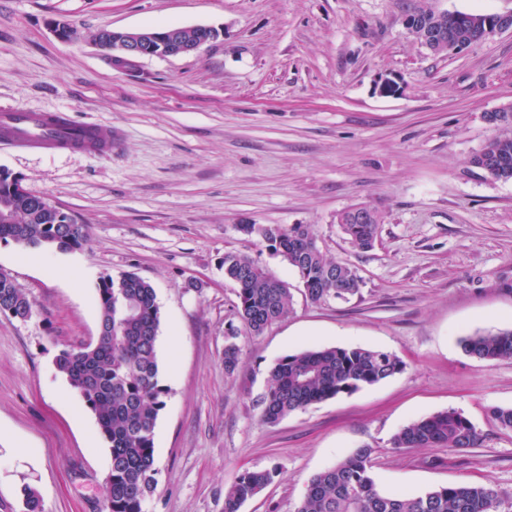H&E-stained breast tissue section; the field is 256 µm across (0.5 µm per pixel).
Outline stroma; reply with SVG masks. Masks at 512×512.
<instances>
[{"label": "stroma", "mask_w": 512, "mask_h": 512, "mask_svg": "<svg viewBox=\"0 0 512 512\" xmlns=\"http://www.w3.org/2000/svg\"><path fill=\"white\" fill-rule=\"evenodd\" d=\"M420 6L512 12V0H0V101L70 112L119 142L108 159L0 144V168L89 229L81 249L37 250L30 264L25 247L0 241V271L33 304L24 321L0 312V512H22L25 485L43 512H103L108 445L54 359L97 338L98 282L129 273L155 290L168 388L146 512H224L242 472L271 467L274 483L240 512H295L315 474L362 447L382 492L489 480L512 503V430L492 414L512 408V360L460 347L512 328V180L467 164L496 134L486 113L512 105V32L435 55L403 25ZM55 21L75 37H56ZM191 25L220 35L127 67L94 40L103 28ZM386 80L396 93H381ZM359 204L383 215L367 251L337 222ZM243 224L312 225L358 292L311 302ZM228 251L291 288L289 314L262 335L236 316ZM232 340L241 355L229 371ZM332 346L387 351L405 367L265 423L273 364ZM448 409L480 432L478 447H392L400 428Z\"/></svg>", "instance_id": "stroma-1"}]
</instances>
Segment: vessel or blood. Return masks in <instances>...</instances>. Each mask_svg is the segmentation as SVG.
I'll return each mask as SVG.
<instances>
[{"label": "vessel or blood", "instance_id": "b4317fda", "mask_svg": "<svg viewBox=\"0 0 512 512\" xmlns=\"http://www.w3.org/2000/svg\"><path fill=\"white\" fill-rule=\"evenodd\" d=\"M0 142L48 155L63 152L108 156L116 147L98 125L74 119L66 111H29L0 104Z\"/></svg>", "mask_w": 512, "mask_h": 512}]
</instances>
